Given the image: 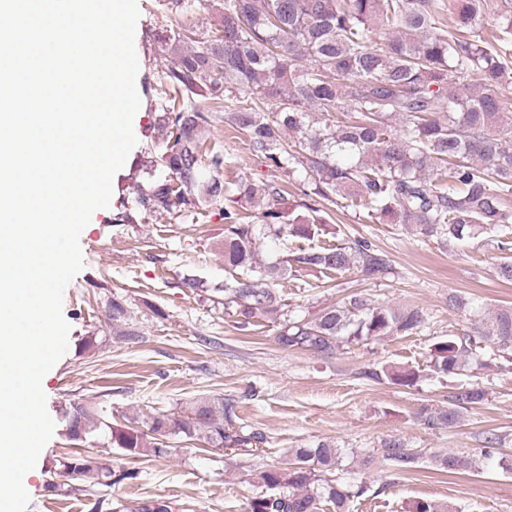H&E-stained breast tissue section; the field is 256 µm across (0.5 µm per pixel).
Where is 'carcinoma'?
Listing matches in <instances>:
<instances>
[{
	"mask_svg": "<svg viewBox=\"0 0 512 512\" xmlns=\"http://www.w3.org/2000/svg\"><path fill=\"white\" fill-rule=\"evenodd\" d=\"M217 13L214 30L200 40L175 29L159 50L168 61L153 90L164 101L169 140L155 160L168 177L138 195L146 211L193 209L202 202L224 208V307L240 326L279 316L283 304L273 280L288 268L345 272L368 279L392 273L387 254L366 238L336 246L300 249L285 264L269 265L257 252L256 225L275 237L309 240L326 230L324 204L358 208L381 224H412L420 234L451 244L487 235L512 249V11L503 12L490 36L479 33L487 0H204ZM451 26L441 23L445 13ZM395 25L383 45L368 40L370 26ZM197 42L189 48L187 43ZM275 110H269L270 102ZM242 131L248 150L268 167L308 177L299 200L288 207L286 186L276 181L224 180L231 158L205 152L203 133L216 113ZM210 178L203 181L202 165ZM257 210L256 220L239 206ZM108 317L127 321L124 300L112 298ZM414 305L375 304L359 293L312 319L281 323L278 343L288 349L327 353L340 343L371 344L416 334L426 325ZM512 362V308L481 322L475 334H450L429 349L426 368L453 378L468 370L478 345ZM366 375L395 385H416L424 370L409 366ZM485 391L458 384L448 403L422 410L427 425L451 429L462 411L482 402ZM68 437L85 442L104 425L83 402L70 404ZM109 427L110 443L132 458H163L182 437L215 449L259 448L266 435L235 424V405L201 397L186 413L149 415L144 432ZM395 466L415 463L399 438L384 440ZM343 449L334 440L293 448L283 465L257 473L262 494L244 512H351L370 487L336 475ZM474 457L450 452L439 471L466 472ZM61 467L75 480L109 486L134 479V469L115 471L91 456L73 454ZM409 512H454L446 502L422 499Z\"/></svg>",
	"mask_w": 512,
	"mask_h": 512,
	"instance_id": "cac0c4a2",
	"label": "carcinoma"
}]
</instances>
